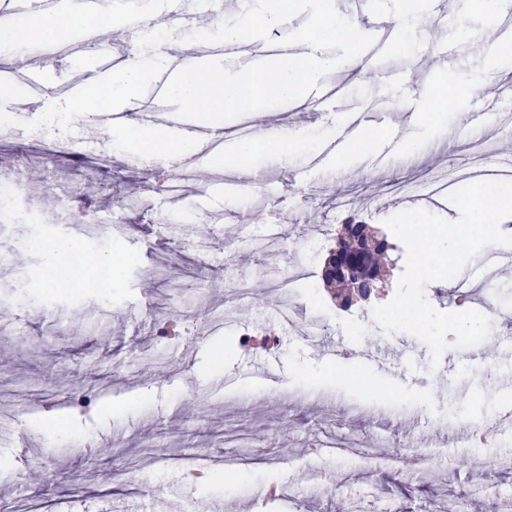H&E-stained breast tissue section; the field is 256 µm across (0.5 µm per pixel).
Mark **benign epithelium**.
<instances>
[{
	"mask_svg": "<svg viewBox=\"0 0 512 512\" xmlns=\"http://www.w3.org/2000/svg\"><path fill=\"white\" fill-rule=\"evenodd\" d=\"M339 248L330 253L325 276L330 279L345 280L355 288L351 300L341 303L346 308L356 302H367L377 289V266L372 262L371 250L376 239L366 232L364 224H344L340 230Z\"/></svg>",
	"mask_w": 512,
	"mask_h": 512,
	"instance_id": "7a95c632",
	"label": "benign epithelium"
}]
</instances>
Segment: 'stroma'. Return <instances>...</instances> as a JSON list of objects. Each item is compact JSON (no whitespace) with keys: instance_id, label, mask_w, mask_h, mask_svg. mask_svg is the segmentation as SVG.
<instances>
[{"instance_id":"stroma-1","label":"stroma","mask_w":512,"mask_h":512,"mask_svg":"<svg viewBox=\"0 0 512 512\" xmlns=\"http://www.w3.org/2000/svg\"><path fill=\"white\" fill-rule=\"evenodd\" d=\"M373 5L397 32L375 68L362 77L347 63L330 71L318 88L333 96L318 109L294 101L222 122V151L184 145L206 178L182 181L175 198L156 193L159 172L132 160L126 133L103 128L99 145L84 136L89 113L26 105L62 87L80 102L82 75L113 95L111 63L184 35L167 17L169 0H132L119 26L92 18L108 56L75 51L59 26L31 51L0 49V64L25 59L41 72L36 89L28 69L13 73L0 117L21 134L0 152V211L9 214L0 244L11 250L0 270V302L9 306L0 312V512H24L42 498L52 512H217L228 499L236 512H295L300 502L307 512H445L451 497L476 498L488 487L512 499V433L489 446L449 445L451 467L437 455L408 470L372 459L381 449L421 448L455 415L476 424L512 406V316L482 342L489 362H466L457 348L434 368L423 343L386 334L372 316L394 297L404 260L385 266L368 306L342 308L322 277L347 221L383 236L386 218L412 208L458 218L447 200L400 185L466 157L473 142L489 164L512 150V124L465 127L482 94L434 107L421 88L390 79L420 72L457 86L483 73L512 77L503 57L474 53L492 39L504 2L449 0L438 25L433 0ZM444 41L454 55L440 62ZM183 66L174 59L147 71L123 95L124 117L170 112L162 92ZM353 113L361 127L333 151ZM248 119L297 124L304 138L236 165L229 148ZM61 141L70 150L55 151ZM87 188L100 228L77 227L78 211L58 220L59 196ZM126 195L138 198L136 208H118ZM70 240L74 256L60 259L52 244ZM101 258L120 273L99 288ZM288 267L299 276L275 290ZM494 282L470 264L425 294L444 312L479 311ZM257 283L268 286L267 300L252 295ZM267 334L273 343L264 350L240 342ZM376 344L399 350L397 361L358 358ZM92 439L112 445L98 450ZM361 443L368 453H355ZM228 446L251 462L222 482L189 480L168 460L175 449L216 456Z\"/></svg>"}]
</instances>
